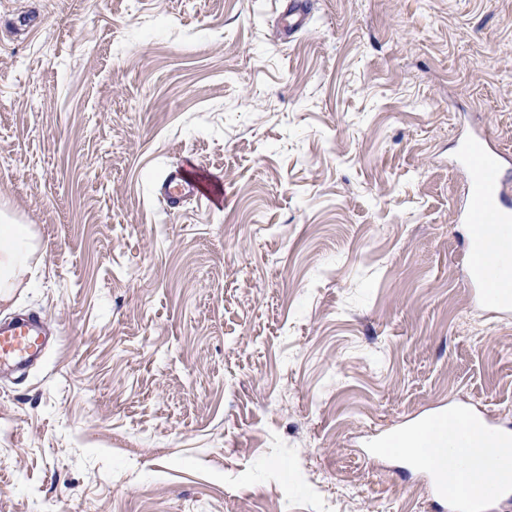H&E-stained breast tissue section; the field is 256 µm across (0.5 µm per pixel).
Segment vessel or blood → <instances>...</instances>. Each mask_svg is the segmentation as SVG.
<instances>
[{
    "label": "vessel or blood",
    "instance_id": "obj_1",
    "mask_svg": "<svg viewBox=\"0 0 512 512\" xmlns=\"http://www.w3.org/2000/svg\"><path fill=\"white\" fill-rule=\"evenodd\" d=\"M308 10L302 0H290L283 38L305 29ZM477 155L483 166L471 179L469 207L460 212L459 221L468 223L471 208L478 207L490 222L467 236V281L476 306L492 317L508 320L512 318V185L499 177L508 159L485 133L477 131L464 138L454 165L470 169ZM162 186L172 210L197 195L194 183L177 169L169 171ZM44 333L45 324L39 318L0 320V367H22L39 360L44 353ZM446 411L454 430L435 427L425 419L413 420L398 440L396 456L422 476L434 512H496L500 503L512 499V430L469 403L448 404ZM462 448H483L487 454L477 466L458 469L460 490L452 495L444 459Z\"/></svg>",
    "mask_w": 512,
    "mask_h": 512
}]
</instances>
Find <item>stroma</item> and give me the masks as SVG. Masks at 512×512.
<instances>
[{
  "mask_svg": "<svg viewBox=\"0 0 512 512\" xmlns=\"http://www.w3.org/2000/svg\"><path fill=\"white\" fill-rule=\"evenodd\" d=\"M283 9L0 0V212L40 240L0 319L58 338L0 373V512H430L368 444L512 417L450 167L512 150V0ZM295 1L299 0H289L288 6L285 11V16L287 18V23L284 25L282 30L283 39H287L292 37L295 33L305 29L307 20H308V3H298ZM162 186L165 190V200L170 210H175L180 207L185 198H199L197 196V189L195 184L185 179L180 169L169 171Z\"/></svg>",
  "mask_w": 512,
  "mask_h": 512,
  "instance_id": "obj_1",
  "label": "stroma"
}]
</instances>
